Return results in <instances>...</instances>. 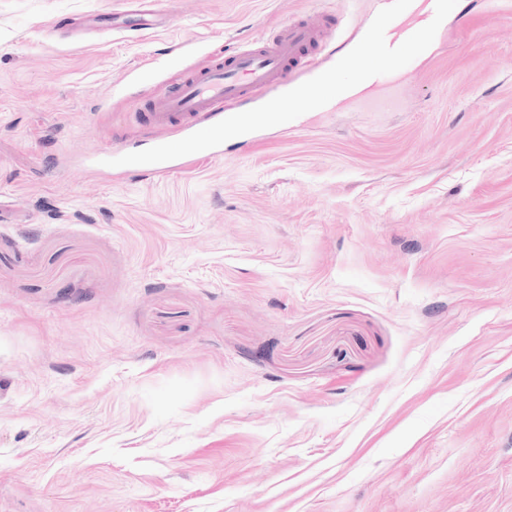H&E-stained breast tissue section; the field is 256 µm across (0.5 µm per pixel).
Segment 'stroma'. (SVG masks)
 I'll return each instance as SVG.
<instances>
[{
    "label": "stroma",
    "mask_w": 512,
    "mask_h": 512,
    "mask_svg": "<svg viewBox=\"0 0 512 512\" xmlns=\"http://www.w3.org/2000/svg\"><path fill=\"white\" fill-rule=\"evenodd\" d=\"M162 7L0 0V512H512V0H453L392 103L253 98L158 178L139 102L372 3Z\"/></svg>",
    "instance_id": "35a3bbf8"
}]
</instances>
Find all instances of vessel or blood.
Masks as SVG:
<instances>
[{"instance_id": "obj_1", "label": "vessel or blood", "mask_w": 512, "mask_h": 512, "mask_svg": "<svg viewBox=\"0 0 512 512\" xmlns=\"http://www.w3.org/2000/svg\"><path fill=\"white\" fill-rule=\"evenodd\" d=\"M447 0H372L371 26L389 30L382 47L385 58L403 48L421 51L433 31L432 18L445 9ZM331 30L327 15L319 14L288 23L271 38L224 55L214 51L211 64L198 74L152 98L143 114L158 129L183 126L195 131V152L212 151L215 131L224 126L225 110L258 94L286 86L308 52L326 46Z\"/></svg>"}]
</instances>
